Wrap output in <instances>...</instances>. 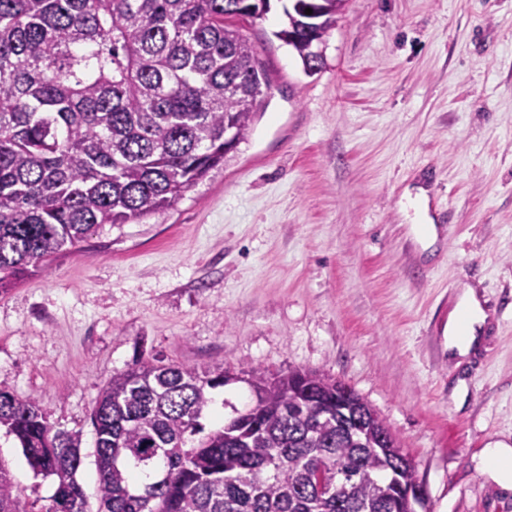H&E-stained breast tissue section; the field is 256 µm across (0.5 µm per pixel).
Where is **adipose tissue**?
Instances as JSON below:
<instances>
[{"label":"adipose tissue","mask_w":512,"mask_h":512,"mask_svg":"<svg viewBox=\"0 0 512 512\" xmlns=\"http://www.w3.org/2000/svg\"><path fill=\"white\" fill-rule=\"evenodd\" d=\"M490 315L473 286H463L457 312L450 315L447 327L448 356L457 364L468 362L480 348Z\"/></svg>","instance_id":"1"}]
</instances>
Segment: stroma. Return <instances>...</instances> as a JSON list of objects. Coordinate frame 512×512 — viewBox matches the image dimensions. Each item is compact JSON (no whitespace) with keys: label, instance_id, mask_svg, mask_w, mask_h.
I'll use <instances>...</instances> for the list:
<instances>
[{"label":"stroma","instance_id":"1","mask_svg":"<svg viewBox=\"0 0 512 512\" xmlns=\"http://www.w3.org/2000/svg\"><path fill=\"white\" fill-rule=\"evenodd\" d=\"M281 13L235 21L271 83L223 167L0 291V389L81 434L93 510L92 408L143 359L325 373L384 421L428 512H512L484 456L512 444V0H346L313 74L276 38ZM421 188L450 216L428 247L406 206ZM465 283L492 319L459 366ZM0 459L47 504L53 479L2 432Z\"/></svg>","mask_w":512,"mask_h":512}]
</instances>
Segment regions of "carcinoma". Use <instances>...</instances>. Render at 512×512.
<instances>
[{"instance_id": "cac0c4a2", "label": "carcinoma", "mask_w": 512, "mask_h": 512, "mask_svg": "<svg viewBox=\"0 0 512 512\" xmlns=\"http://www.w3.org/2000/svg\"><path fill=\"white\" fill-rule=\"evenodd\" d=\"M271 0H0V287L101 224L163 211L247 140L267 70L230 22ZM345 0H291L274 36L308 67L298 8L325 39ZM235 375L138 362L95 402L98 512H391L385 489L417 486L414 466L370 441L376 413L349 431L339 382L318 371L254 374L255 400L205 430L212 391ZM56 489L41 512H88L79 434L39 401L0 389V430ZM0 512H27L0 463Z\"/></svg>"}]
</instances>
